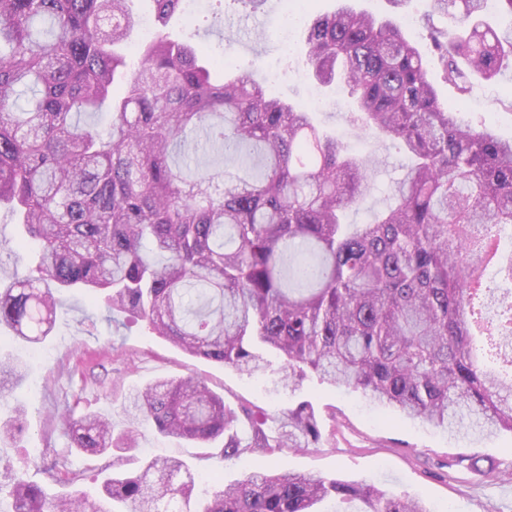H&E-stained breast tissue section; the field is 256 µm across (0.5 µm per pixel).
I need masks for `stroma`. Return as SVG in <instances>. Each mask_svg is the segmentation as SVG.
Here are the masks:
<instances>
[{
	"label": "stroma",
	"instance_id": "obj_1",
	"mask_svg": "<svg viewBox=\"0 0 512 512\" xmlns=\"http://www.w3.org/2000/svg\"><path fill=\"white\" fill-rule=\"evenodd\" d=\"M283 0H266L258 11L240 0H211L206 12L179 13L167 26L173 38L196 35L212 56L232 54L242 70L260 61L263 71L275 74L271 93L302 104L314 88L303 75L302 33H295L291 52H284ZM430 78L440 96L460 110L473 126L492 124L498 134L512 138V70L497 81L474 78L469 92L458 95L444 83L439 67H431ZM347 103H329L318 117L335 131L349 150L374 155L386 162L372 176L373 196L368 204L350 210L348 219L359 224L369 210L383 208L389 185L406 164L405 157L383 138L360 136L348 121ZM17 226L7 210H0V278L25 280L35 273L28 256H19L15 242ZM0 357L17 358L26 365L20 385L0 397V418L24 412V430L13 439L0 441V472L17 471L33 482H42L38 469L43 458L65 456L71 469L83 472L81 490L90 492L102 477L96 471L100 458L75 451L53 416L55 408L77 403L79 412L94 411L109 416L115 432L127 426L122 403L128 393L159 377L195 376L224 395L230 403L278 413L298 402H310L319 415L328 441L322 448L286 449L273 465L314 476L341 480L367 479L399 495L418 498L428 512H502L512 504V435L481 437L450 435L421 422L402 418L398 411L370 403L361 392L335 388L308 377L295 392L277 386L279 360L269 355L270 369L251 378L237 371L189 356L137 322L115 328L103 306L92 305L81 290L62 293L53 333L42 343L26 344L0 339ZM167 455L186 462L197 484H210L214 473L225 482L244 479L260 463L243 456L218 465L208 449L191 442L164 438L148 427L141 428L138 444L127 454L126 470H138L141 462ZM462 455L479 458L482 466H494L503 476L494 481L462 469Z\"/></svg>",
	"mask_w": 512,
	"mask_h": 512
}]
</instances>
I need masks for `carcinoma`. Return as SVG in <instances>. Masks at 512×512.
Wrapping results in <instances>:
<instances>
[{
    "label": "carcinoma",
    "instance_id": "obj_1",
    "mask_svg": "<svg viewBox=\"0 0 512 512\" xmlns=\"http://www.w3.org/2000/svg\"><path fill=\"white\" fill-rule=\"evenodd\" d=\"M131 0H0V208L20 247L39 248L38 276L0 284V327L39 343L57 294L82 289L109 319L142 321L191 356L253 376L274 350L291 391L315 374L360 390L407 419L453 432L512 434V295L494 298L512 227V140L458 121L428 79L430 60L458 91L512 67V26L481 20L487 0H426L433 49L397 21L356 8L304 27L306 75L355 98L349 122L396 142L409 163L391 202L364 224L346 212L372 190L370 160L347 153L313 111L270 95L192 39L159 30L130 68ZM164 22L180 0H152ZM447 20L438 27L434 17ZM109 108L102 133L79 116ZM198 133L214 166L185 150ZM482 336L491 357L475 346ZM24 366L0 362V390ZM130 428L95 414L55 413L71 446L112 456L100 496L52 494L67 459L41 484L10 476L12 512H315L327 499L356 512H427L365 481L265 465L206 492L175 458L122 470L138 428L220 446V462L320 448L315 409L300 402L268 425L193 377L158 378L125 398Z\"/></svg>",
    "mask_w": 512,
    "mask_h": 512
}]
</instances>
